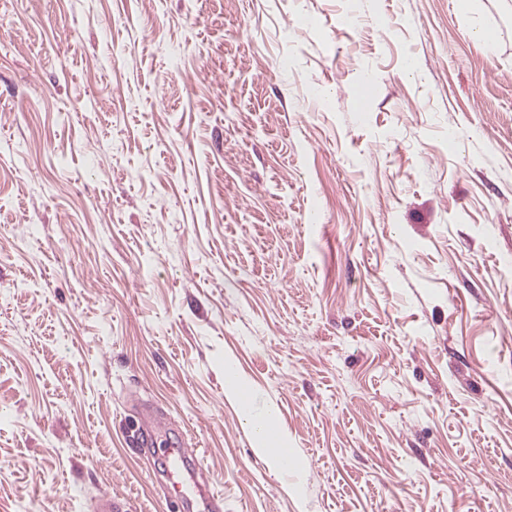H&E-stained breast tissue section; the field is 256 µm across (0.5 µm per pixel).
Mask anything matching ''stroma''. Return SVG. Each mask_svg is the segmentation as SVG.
<instances>
[{
	"label": "stroma",
	"instance_id": "stroma-1",
	"mask_svg": "<svg viewBox=\"0 0 512 512\" xmlns=\"http://www.w3.org/2000/svg\"><path fill=\"white\" fill-rule=\"evenodd\" d=\"M202 477L512 512V0H0V512ZM224 377L225 394L227 398L242 403V414L254 434L257 451L268 458L275 472L281 473L282 461L287 457L284 451L287 446L276 427L273 404L255 406L246 402L242 397V384L230 361L224 363ZM273 428H275L276 436L273 435Z\"/></svg>",
	"mask_w": 512,
	"mask_h": 512
}]
</instances>
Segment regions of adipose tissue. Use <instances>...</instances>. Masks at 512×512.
<instances>
[{
  "instance_id": "ef3b65f1",
  "label": "adipose tissue",
  "mask_w": 512,
  "mask_h": 512,
  "mask_svg": "<svg viewBox=\"0 0 512 512\" xmlns=\"http://www.w3.org/2000/svg\"><path fill=\"white\" fill-rule=\"evenodd\" d=\"M224 377L225 394L227 398L241 403L242 414L254 434L257 451L268 458L274 471H281L286 456L285 442L273 432L276 417L273 405L256 406L243 401L242 385L232 363H225Z\"/></svg>"
}]
</instances>
